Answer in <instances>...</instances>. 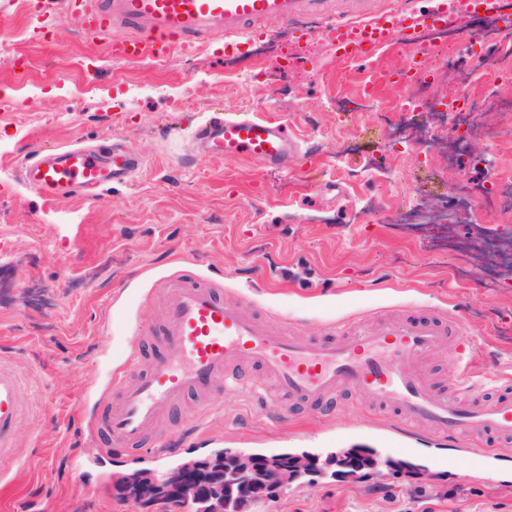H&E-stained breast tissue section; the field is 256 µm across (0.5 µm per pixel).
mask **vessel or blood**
Returning <instances> with one entry per match:
<instances>
[{"label":"vessel or blood","mask_w":512,"mask_h":512,"mask_svg":"<svg viewBox=\"0 0 512 512\" xmlns=\"http://www.w3.org/2000/svg\"><path fill=\"white\" fill-rule=\"evenodd\" d=\"M326 0H84L83 27L99 39L110 56L136 60L168 57L177 47L207 40L212 25L224 27L225 52H243L258 25L288 20L297 11H320ZM416 18L401 22L395 12L360 11L354 22L329 28L338 50L369 59L392 36L414 39ZM206 155L227 161L242 158L278 164L295 147L284 124L265 120L211 117L198 131ZM139 165L128 151L108 160L81 148H61L45 157L27 158L22 173L31 187L53 196L94 189L126 176ZM163 307L157 327L133 325L134 338L160 336L166 355L149 373L112 378V397L95 428L109 446L103 457L120 452L139 456L140 443L156 437L165 443L163 423L187 397L209 406L224 388L243 387L248 370H258L276 384L273 407L307 403L337 407L342 394L359 397L375 409L391 410L399 420L467 444L469 467L492 474V461H512V452L472 447L487 435L512 440V394L489 402L474 393L487 377L460 367L455 385L441 389L424 378L419 362L457 344V318L445 313L424 320L406 316L367 325L349 320L318 338L300 331L273 332L246 302L224 299L220 288L186 274L160 279ZM22 377L0 362V460L7 459L23 410Z\"/></svg>","instance_id":"obj_1"}]
</instances>
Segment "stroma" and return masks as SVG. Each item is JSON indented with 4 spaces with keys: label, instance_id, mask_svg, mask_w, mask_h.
<instances>
[{
    "label": "stroma",
    "instance_id": "35a3bbf8",
    "mask_svg": "<svg viewBox=\"0 0 512 512\" xmlns=\"http://www.w3.org/2000/svg\"><path fill=\"white\" fill-rule=\"evenodd\" d=\"M337 0L299 37L294 22L271 21L266 36L300 55L301 68L269 56L230 58L224 30L169 57L115 59L82 32L66 0H0V356L19 370L28 404L16 432L18 464L0 480V512H176L174 502L135 499L119 483L128 473L166 471L222 450L276 454L339 448L414 447L411 433L382 412L344 397L324 413L297 407L271 415L250 389L226 391L210 408L184 399L169 427L178 455L93 464L89 429L130 343L109 310L158 324L152 293L162 277L187 270L219 281L228 301L248 300L271 324L300 319L307 336H326L353 316L396 313L425 318L457 311L477 337L471 360L481 373L512 385V288H485L480 275L455 272L453 255L434 251L428 229H397V213L441 215L477 173L448 166L440 143L419 154L394 142L399 112L340 113L330 100L372 82L382 100L399 91L385 78L410 47L391 37L368 65L343 64L326 30L351 19ZM429 49L438 96L451 92L447 43ZM267 117L288 123L297 151L281 168L256 160L199 155L193 138L212 116ZM144 160L131 181L86 194L48 197L21 166L36 152L113 142ZM436 445L413 455L415 471L382 469L365 479L313 474L252 512H393L423 499L434 512H512V466L503 484L464 462L430 461Z\"/></svg>",
    "mask_w": 512,
    "mask_h": 512
}]
</instances>
